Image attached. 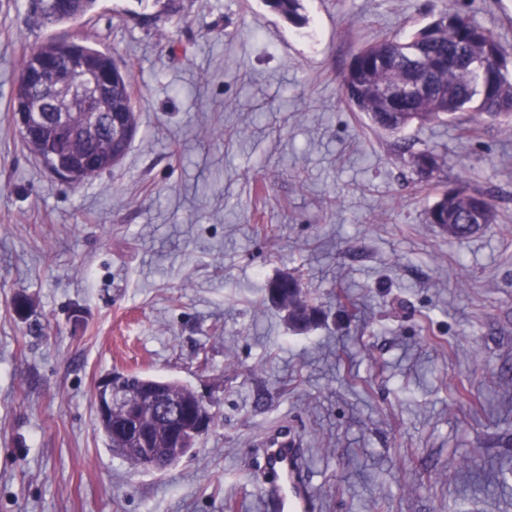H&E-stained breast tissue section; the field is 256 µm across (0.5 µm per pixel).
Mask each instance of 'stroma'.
<instances>
[{"label": "stroma", "mask_w": 512, "mask_h": 512, "mask_svg": "<svg viewBox=\"0 0 512 512\" xmlns=\"http://www.w3.org/2000/svg\"><path fill=\"white\" fill-rule=\"evenodd\" d=\"M302 5L294 23L263 0H97L45 29L0 0V512H262L252 450L282 427L319 512H512V128L392 136L341 86L361 46L443 9L512 52V0ZM50 37L134 75L137 133L81 185L29 152L10 104ZM424 148L494 223L463 241L426 223L402 156ZM283 272L326 314L308 332L267 299ZM116 371L215 414L175 466L109 449L95 400ZM126 387H136L143 384H162L169 388L170 392L175 398L189 400L194 397L193 390L178 381L175 380H164L158 379L151 376H145L140 374L129 375V379L124 380Z\"/></svg>", "instance_id": "stroma-1"}]
</instances>
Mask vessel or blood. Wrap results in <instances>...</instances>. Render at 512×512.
<instances>
[{"label": "vessel or blood", "mask_w": 512, "mask_h": 512, "mask_svg": "<svg viewBox=\"0 0 512 512\" xmlns=\"http://www.w3.org/2000/svg\"><path fill=\"white\" fill-rule=\"evenodd\" d=\"M263 501L278 512H317L319 500L308 479L305 451L297 440L275 435L260 451Z\"/></svg>", "instance_id": "vessel-or-blood-1"}]
</instances>
